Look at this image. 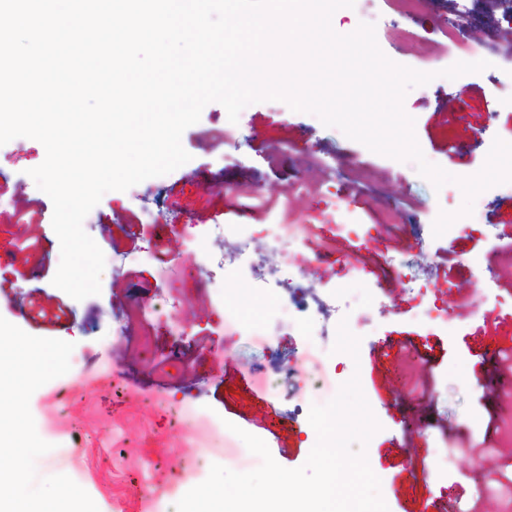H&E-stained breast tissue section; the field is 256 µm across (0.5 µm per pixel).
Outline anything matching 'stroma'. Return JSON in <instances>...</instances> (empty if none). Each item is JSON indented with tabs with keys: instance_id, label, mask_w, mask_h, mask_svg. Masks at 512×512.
Instances as JSON below:
<instances>
[{
	"instance_id": "35a3bbf8",
	"label": "stroma",
	"mask_w": 512,
	"mask_h": 512,
	"mask_svg": "<svg viewBox=\"0 0 512 512\" xmlns=\"http://www.w3.org/2000/svg\"><path fill=\"white\" fill-rule=\"evenodd\" d=\"M363 22L375 25L388 58L432 75L404 99L427 161L471 176L483 167L494 139L512 143V56L473 38L461 47L445 35L454 24L512 42V0H430L416 20L403 17L396 0H355L332 17L340 34ZM478 60L489 61V68L453 80L441 74L455 62ZM181 142L189 162L107 192L90 211L91 237L117 263L105 265L100 294L81 301L52 283L61 259L53 204L27 174L44 161V146L25 137L0 146V272L13 282L8 298L0 299V316L25 330L21 311L28 298L64 301L68 318L54 336L74 343L79 358L70 371L80 382L66 404L58 402L57 378L30 399L38 435L54 445L75 444L62 463L42 455L41 471L79 474L97 503L172 512L180 496L167 491L170 475L187 458L212 449L210 416L261 438L281 466L294 469L317 441L307 415H292L294 404L327 403L356 375L381 425L366 453L389 512H423L430 500L446 512H503L512 501V437L505 430L512 424V388L501 386L493 395L486 387L498 379V348L512 346V278L497 270L501 246L512 238V193L483 191L485 224L461 216L459 230L434 236L437 214L458 212L463 204L457 184L434 188L413 161L374 153L281 101L250 104L234 123L220 103H209ZM359 168L373 171L374 179L354 191L337 224L311 228L314 238L335 240L332 258L302 275L348 302L344 314L361 339L359 356L334 352L314 323H304L277 339L301 355V369L284 374L279 389L271 390L274 357L266 330L278 316L275 284L233 269L224 276L219 302L185 267L205 266L210 250L224 247L221 225L248 231L253 250L264 252L260 227L276 219L265 199L305 180L334 189ZM240 182L251 183L258 199L234 196ZM175 201L180 209H172ZM386 203L402 208L403 223H380ZM29 237L37 245L21 253ZM147 246L153 256L140 261ZM409 276L446 285L448 324L416 318L417 301L405 285ZM372 287L378 299L368 298ZM172 301L189 325L187 336L173 335L149 315L138 327L121 324L125 305ZM232 315L239 321L231 330L226 322ZM144 328L154 334L150 355L136 343ZM404 337L431 347L433 361L416 366L393 348L379 355L385 339ZM110 369L121 374V391L106 378ZM310 374L323 377L322 389H303ZM180 392L198 411L185 427L173 426L152 404ZM447 432L486 437L493 447L480 457L462 454L448 448Z\"/></svg>"
}]
</instances>
